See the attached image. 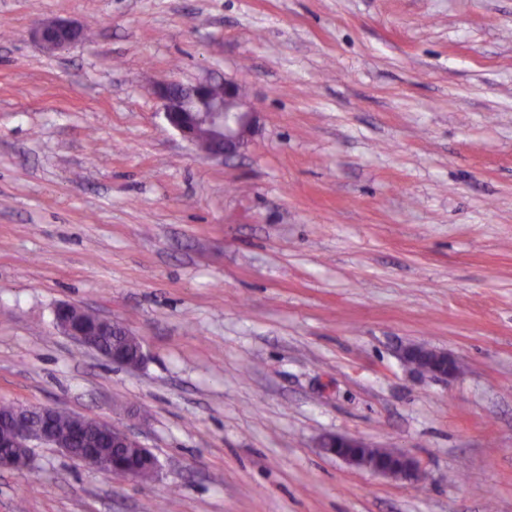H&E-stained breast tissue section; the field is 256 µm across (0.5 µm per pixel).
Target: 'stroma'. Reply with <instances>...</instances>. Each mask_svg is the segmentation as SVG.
Returning <instances> with one entry per match:
<instances>
[{
	"label": "stroma",
	"instance_id": "35a3bbf8",
	"mask_svg": "<svg viewBox=\"0 0 512 512\" xmlns=\"http://www.w3.org/2000/svg\"><path fill=\"white\" fill-rule=\"evenodd\" d=\"M60 19L86 38L46 50ZM227 78L260 129L220 164L155 87ZM64 303L144 363L75 344ZM1 400L126 429L158 471L36 445L0 512H512V0H0ZM83 311L84 309L71 304H62L58 306L55 310V322L57 327L76 343L80 344L81 346L96 350L100 353H105L102 348V333L109 330H112V333L114 334H120V336L107 337L105 339L106 346H110L112 344L113 337L118 341L125 342L132 349L137 348V343L135 340L129 337L132 336V334L124 327L112 322L110 319L100 315H94V312L88 311L86 317L89 320L96 316L95 326L90 328L82 323L81 320L78 319V316ZM119 353V348L114 349L112 346V351L109 354L105 353L106 356H104L106 358L110 357L111 360H113V357L119 355ZM143 358L144 354L141 346L138 352V360L127 362L114 359L113 362L125 367H133L142 363ZM403 358L408 364L437 378L447 380L456 377L459 373L458 362L445 351L410 346L404 351ZM321 446L327 453L335 455L349 465L375 474L409 481H416L420 476V463L415 458L404 453L393 452L392 462L385 464L379 457L370 453L369 446L358 439L333 435L324 438ZM370 449L380 457L390 458L391 456V451L385 448Z\"/></svg>",
	"mask_w": 512,
	"mask_h": 512
}]
</instances>
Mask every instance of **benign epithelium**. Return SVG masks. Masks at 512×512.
Instances as JSON below:
<instances>
[{
	"label": "benign epithelium",
	"instance_id": "1",
	"mask_svg": "<svg viewBox=\"0 0 512 512\" xmlns=\"http://www.w3.org/2000/svg\"><path fill=\"white\" fill-rule=\"evenodd\" d=\"M35 35L56 51L82 39L83 30L71 22L56 20L38 26ZM156 95L163 102L168 124L189 144L203 145L207 157L213 161L222 162L240 154L258 124V113L245 102L240 88L232 81H202L187 86L176 81L164 82L157 86ZM82 312L80 307L62 304L55 310V322L65 335L84 347L103 352L102 333L105 331L130 335L124 327L100 315L96 316L95 326L90 328L78 319ZM403 358L437 378L447 380L459 373L458 362L445 351L410 346L404 351ZM54 411L56 408L49 406L12 405L9 413L0 415V448H30L34 443L50 445L111 476L138 478L133 472L116 470L112 460L92 451L100 437L121 448L141 447L126 430L80 415L74 416L72 434L66 440L49 429L31 428L32 421L44 419ZM321 447L346 463L375 474L409 481H416L420 476V463L415 458L396 452L392 462L385 464L358 439L328 436Z\"/></svg>",
	"mask_w": 512,
	"mask_h": 512
}]
</instances>
